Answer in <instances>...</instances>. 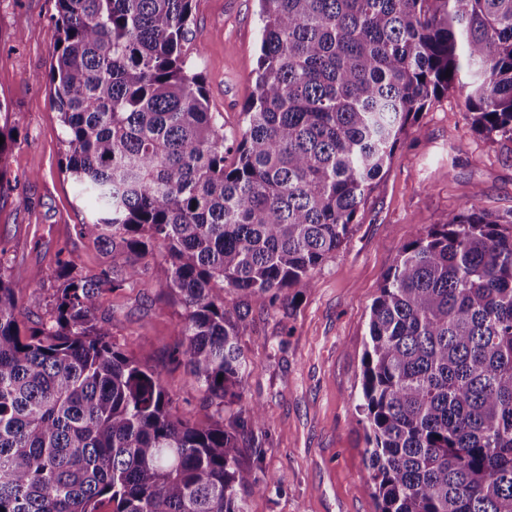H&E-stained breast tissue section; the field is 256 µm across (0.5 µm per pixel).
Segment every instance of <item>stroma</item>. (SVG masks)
<instances>
[{
	"label": "stroma",
	"instance_id": "stroma-1",
	"mask_svg": "<svg viewBox=\"0 0 512 512\" xmlns=\"http://www.w3.org/2000/svg\"><path fill=\"white\" fill-rule=\"evenodd\" d=\"M257 0H193L189 50L198 51L211 111L224 131L243 125L254 85L260 34ZM56 0H0V111L17 142L0 162V250L14 280L27 285L19 318L47 315L59 261L93 275L109 263L81 231L92 209L64 171L60 123L48 72L59 32ZM512 211V143H492L470 127L463 97L433 100L402 136L389 165L336 256L286 312L253 307L239 337L247 358L243 403L260 401L269 436L244 451L243 467L272 482L250 495L247 512H379L366 482V437L355 418L370 307L394 256L415 235L465 202ZM117 343L163 367L180 416L206 419L193 377L168 367L182 336L179 304L155 279L102 296Z\"/></svg>",
	"mask_w": 512,
	"mask_h": 512
}]
</instances>
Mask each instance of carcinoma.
<instances>
[{
    "instance_id": "1",
    "label": "carcinoma",
    "mask_w": 512,
    "mask_h": 512,
    "mask_svg": "<svg viewBox=\"0 0 512 512\" xmlns=\"http://www.w3.org/2000/svg\"><path fill=\"white\" fill-rule=\"evenodd\" d=\"M57 2L49 83L94 201L82 230L133 259L60 262L52 312L23 328L0 252V512H246L271 478L242 449L268 431L259 402L233 409L246 358L224 296L294 305L432 99L461 90L471 127L512 143V0H258L232 137L187 53L193 0ZM149 274L184 310L171 360L206 424L98 315ZM368 336L355 413L380 512H512V212L468 201L404 245ZM163 381L166 388L171 392L176 401L177 411L180 416L192 422H206L207 411L202 404L196 391L194 378L181 366L173 369L167 366L163 372Z\"/></svg>"
}]
</instances>
